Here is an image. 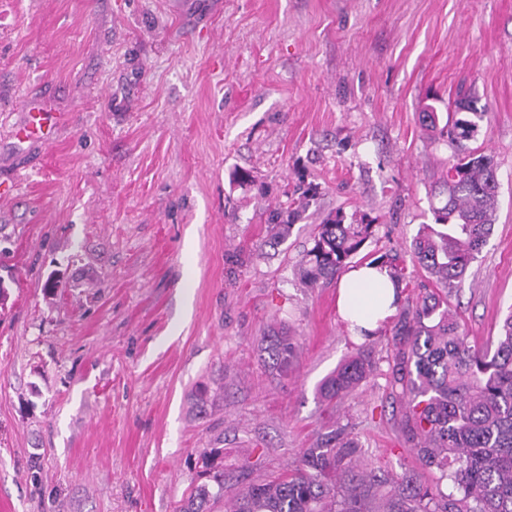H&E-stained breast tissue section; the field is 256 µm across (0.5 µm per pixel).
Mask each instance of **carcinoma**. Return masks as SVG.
Instances as JSON below:
<instances>
[{"mask_svg":"<svg viewBox=\"0 0 512 512\" xmlns=\"http://www.w3.org/2000/svg\"><path fill=\"white\" fill-rule=\"evenodd\" d=\"M446 120L441 135L452 145L473 138L487 107L470 99ZM444 206L435 222L413 237L409 255L390 249L370 264L388 271L397 297L390 330L392 357L386 381L402 408L401 431L410 451L435 483L452 482L444 493L408 469L377 477L363 470L357 441L344 427H332L295 467L239 487L227 512H370L368 490L380 489L375 512H512V310L499 325L491 349L469 339L448 305L450 290L462 283L471 263L488 245L498 207L494 156L472 150L448 168ZM299 198L280 202L268 217L270 242L277 245L319 194L316 184L297 187ZM375 220L346 221L329 213L315 225L312 246L295 265L309 288L335 279L373 237ZM420 267L435 288L414 290L407 263ZM261 351L271 371L288 375L298 357L297 337L281 329L265 337ZM373 370L360 353L326 377L318 394L331 406L365 381ZM202 482H193L178 512H212L224 500V470L203 461Z\"/></svg>","mask_w":512,"mask_h":512,"instance_id":"obj_1","label":"carcinoma"}]
</instances>
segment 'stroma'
<instances>
[{"label": "stroma", "mask_w": 512, "mask_h": 512, "mask_svg": "<svg viewBox=\"0 0 512 512\" xmlns=\"http://www.w3.org/2000/svg\"><path fill=\"white\" fill-rule=\"evenodd\" d=\"M468 94L499 207L449 304L483 343L512 307V0H0V512H176L213 449L267 478L332 420L377 474L417 467L391 322L353 337L336 283L293 269L338 210L376 219L367 257L408 251L455 154L422 114ZM32 97L67 119L20 143ZM300 178L320 194L266 246ZM363 349L374 375L327 414ZM265 345V346H264ZM261 351L267 355L265 362L270 370L279 376H288L298 357L299 342L296 336H290L283 327L266 336L261 343ZM373 370V362L368 353H359L341 364L326 377L318 388L323 403L330 407L365 381Z\"/></svg>", "instance_id": "1"}]
</instances>
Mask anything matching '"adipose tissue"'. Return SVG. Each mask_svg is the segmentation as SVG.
<instances>
[{
	"instance_id": "ef3b65f1",
	"label": "adipose tissue",
	"mask_w": 512,
	"mask_h": 512,
	"mask_svg": "<svg viewBox=\"0 0 512 512\" xmlns=\"http://www.w3.org/2000/svg\"><path fill=\"white\" fill-rule=\"evenodd\" d=\"M337 309L353 336L374 335L397 310L387 272L366 264L347 272L339 282Z\"/></svg>"
}]
</instances>
